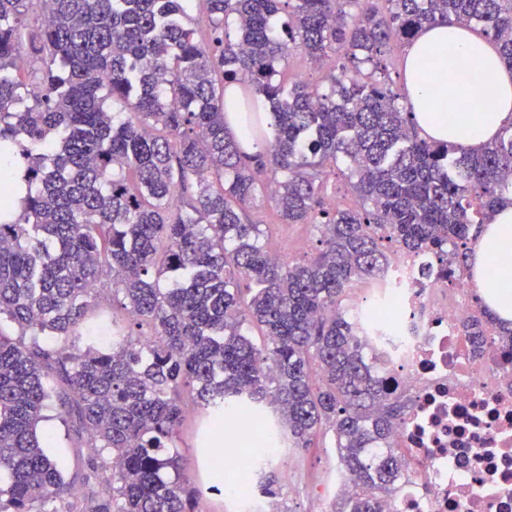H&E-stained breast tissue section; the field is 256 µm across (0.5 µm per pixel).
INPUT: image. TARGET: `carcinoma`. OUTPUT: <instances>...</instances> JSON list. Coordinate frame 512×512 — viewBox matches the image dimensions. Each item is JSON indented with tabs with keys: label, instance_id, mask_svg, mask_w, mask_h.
Masks as SVG:
<instances>
[{
	"label": "carcinoma",
	"instance_id": "obj_1",
	"mask_svg": "<svg viewBox=\"0 0 512 512\" xmlns=\"http://www.w3.org/2000/svg\"><path fill=\"white\" fill-rule=\"evenodd\" d=\"M386 2L198 0L195 17L192 0H47L32 33L30 0H0V185L26 186L0 196V320L30 337L0 329V512H196L174 453L186 397L213 426L270 408L298 448L332 431L356 487L336 512H381L408 467L405 406L343 297L377 276L386 241L467 276L477 228L512 204V125L479 150L423 138L384 62L392 37L445 24L512 66V0ZM27 49L44 67L25 85ZM293 54L329 63L328 86L285 82ZM339 163L357 209L321 196ZM259 197L313 225L316 257L272 258ZM105 274L128 325L73 353ZM460 329L477 355L490 339L512 352L485 306ZM54 369L92 442L80 501L39 431Z\"/></svg>",
	"mask_w": 512,
	"mask_h": 512
}]
</instances>
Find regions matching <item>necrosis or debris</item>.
<instances>
[{
	"label": "necrosis or debris",
	"mask_w": 512,
	"mask_h": 512,
	"mask_svg": "<svg viewBox=\"0 0 512 512\" xmlns=\"http://www.w3.org/2000/svg\"><path fill=\"white\" fill-rule=\"evenodd\" d=\"M435 262L394 251L353 303L370 362L407 403L394 441L409 466L382 512H512V355L490 342L473 356L468 285L429 276Z\"/></svg>",
	"instance_id": "4bbe7bcc"
}]
</instances>
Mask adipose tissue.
I'll return each instance as SVG.
<instances>
[{
  "instance_id": "ef3b65f1",
  "label": "adipose tissue",
  "mask_w": 512,
  "mask_h": 512,
  "mask_svg": "<svg viewBox=\"0 0 512 512\" xmlns=\"http://www.w3.org/2000/svg\"><path fill=\"white\" fill-rule=\"evenodd\" d=\"M405 79L422 136L477 149L512 123V68L483 38L457 26L422 29L410 44ZM498 269H490L489 259ZM472 281L479 298L512 323V205L483 226Z\"/></svg>"
}]
</instances>
